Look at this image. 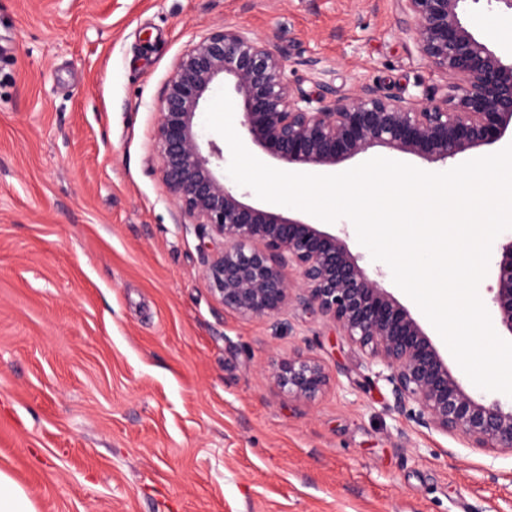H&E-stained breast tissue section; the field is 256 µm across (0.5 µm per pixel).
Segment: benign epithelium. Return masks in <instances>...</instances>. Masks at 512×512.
<instances>
[{
	"instance_id": "benign-epithelium-1",
	"label": "benign epithelium",
	"mask_w": 512,
	"mask_h": 512,
	"mask_svg": "<svg viewBox=\"0 0 512 512\" xmlns=\"http://www.w3.org/2000/svg\"><path fill=\"white\" fill-rule=\"evenodd\" d=\"M399 2L440 83L411 98L378 84L339 93L327 81L310 93L291 82L288 55L269 39L215 25L179 56L158 97V171L176 223L200 229L202 276L225 309L253 319L303 302L383 367L396 407L418 426L512 453V406L468 392L344 238L298 214L248 203L249 192L224 180V149L199 131L198 116L222 84L235 95L246 141L290 170L336 168L375 147L446 165L512 140V63L464 22L466 0ZM495 267L491 305L512 337V240ZM270 380L292 399L311 400L329 374L315 357H294Z\"/></svg>"
}]
</instances>
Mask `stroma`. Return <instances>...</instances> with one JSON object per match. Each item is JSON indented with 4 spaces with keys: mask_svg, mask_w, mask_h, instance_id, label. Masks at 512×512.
I'll return each mask as SVG.
<instances>
[{
    "mask_svg": "<svg viewBox=\"0 0 512 512\" xmlns=\"http://www.w3.org/2000/svg\"><path fill=\"white\" fill-rule=\"evenodd\" d=\"M221 23L309 92L440 81L398 0H0V470L38 512H512V454L407 419L305 308L245 320L211 293L155 105ZM325 229L395 290L351 221ZM295 356L329 373L315 399L269 380Z\"/></svg>",
    "mask_w": 512,
    "mask_h": 512,
    "instance_id": "obj_1",
    "label": "stroma"
}]
</instances>
